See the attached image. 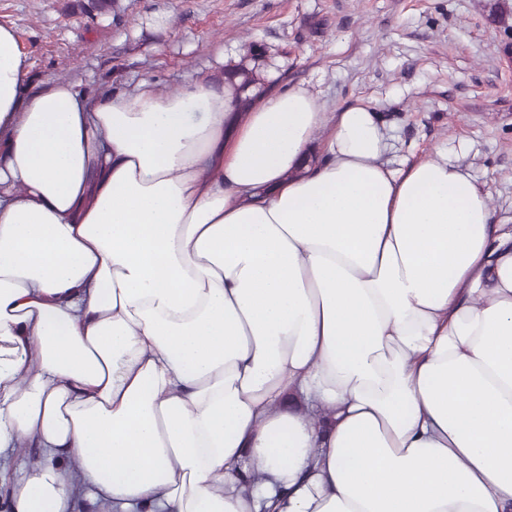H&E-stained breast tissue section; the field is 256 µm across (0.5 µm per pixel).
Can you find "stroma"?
<instances>
[{
  "label": "stroma",
  "mask_w": 512,
  "mask_h": 512,
  "mask_svg": "<svg viewBox=\"0 0 512 512\" xmlns=\"http://www.w3.org/2000/svg\"><path fill=\"white\" fill-rule=\"evenodd\" d=\"M74 0H0L29 63L31 91L71 80L97 96L150 79L175 92L265 48L261 79L302 86L339 112H381L393 162L459 142L464 164L512 220V0H121L119 15ZM23 444L0 453V512Z\"/></svg>",
  "instance_id": "obj_1"
}]
</instances>
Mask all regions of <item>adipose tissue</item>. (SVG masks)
Wrapping results in <instances>:
<instances>
[{
	"instance_id": "obj_1",
	"label": "adipose tissue",
	"mask_w": 512,
	"mask_h": 512,
	"mask_svg": "<svg viewBox=\"0 0 512 512\" xmlns=\"http://www.w3.org/2000/svg\"><path fill=\"white\" fill-rule=\"evenodd\" d=\"M0 25L11 512H512V227L373 108L90 97ZM38 448L22 444L14 450H7L0 455V512L8 511L6 508L9 497V488L13 479L22 467H28L41 459Z\"/></svg>"
}]
</instances>
